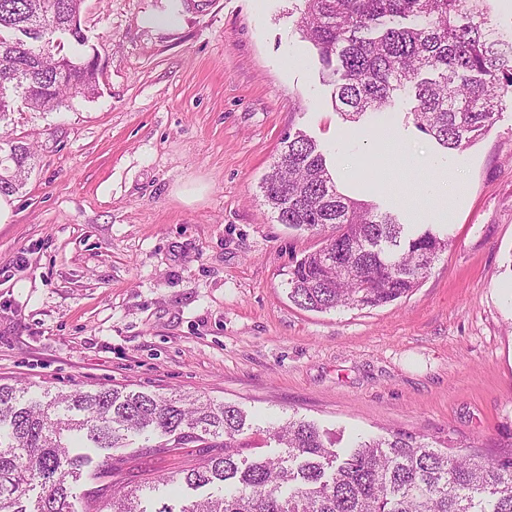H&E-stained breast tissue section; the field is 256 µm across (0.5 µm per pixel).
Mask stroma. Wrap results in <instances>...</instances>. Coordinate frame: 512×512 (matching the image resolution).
Masks as SVG:
<instances>
[{"instance_id":"1","label":"stroma","mask_w":512,"mask_h":512,"mask_svg":"<svg viewBox=\"0 0 512 512\" xmlns=\"http://www.w3.org/2000/svg\"><path fill=\"white\" fill-rule=\"evenodd\" d=\"M299 0H84L98 96L15 104L0 131L32 167L0 224V381L113 385L290 415L343 438L425 434L512 449V100L471 146L419 131L415 100L349 122L296 24ZM387 128L402 159L375 148ZM316 141L338 189L452 246L407 297L330 312L288 298L321 235L277 223L260 182L286 136ZM454 182L448 215L422 189ZM137 454L128 488L203 462Z\"/></svg>"}]
</instances>
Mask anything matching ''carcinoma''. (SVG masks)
I'll return each instance as SVG.
<instances>
[{
	"label": "carcinoma",
	"mask_w": 512,
	"mask_h": 512,
	"mask_svg": "<svg viewBox=\"0 0 512 512\" xmlns=\"http://www.w3.org/2000/svg\"><path fill=\"white\" fill-rule=\"evenodd\" d=\"M82 2L0 0V122L17 98L46 112L96 94L97 57L64 52L67 43H88ZM301 2L298 30L317 50L347 119L380 113L410 90L416 127L460 150L490 130L495 107L512 97V68L491 39L488 0ZM30 160L28 147L0 136L1 195L22 185ZM261 189L278 223L331 230L321 248L289 266L288 298L303 309L396 301L452 245L430 225L413 232L340 192L318 144L300 133L286 139ZM28 394L0 384V512H512V451L491 459L452 454L445 441L404 431L359 438L340 451L336 436L313 422L290 416L255 428L228 402L116 385ZM271 445L279 452L242 457L244 448ZM111 448H216L179 480L192 491L218 485L221 494L150 511L143 489L118 485L123 459L93 462L91 452ZM81 482L89 488L79 498ZM38 486L43 495L32 502Z\"/></svg>",
	"instance_id": "1"
}]
</instances>
